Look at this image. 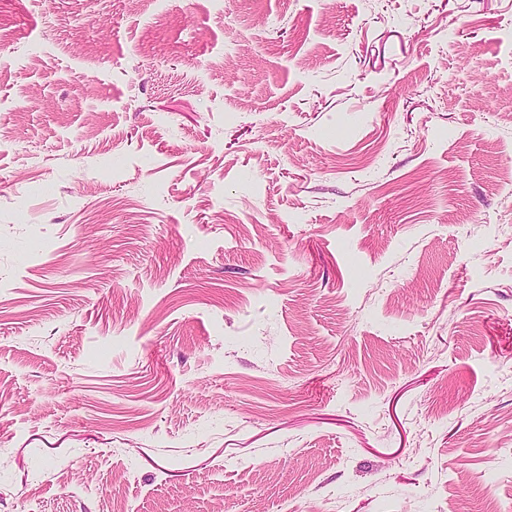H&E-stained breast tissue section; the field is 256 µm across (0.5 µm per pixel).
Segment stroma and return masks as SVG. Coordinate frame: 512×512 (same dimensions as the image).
Wrapping results in <instances>:
<instances>
[{
	"mask_svg": "<svg viewBox=\"0 0 512 512\" xmlns=\"http://www.w3.org/2000/svg\"><path fill=\"white\" fill-rule=\"evenodd\" d=\"M512 504V0H0V512Z\"/></svg>",
	"mask_w": 512,
	"mask_h": 512,
	"instance_id": "1",
	"label": "stroma"
}]
</instances>
